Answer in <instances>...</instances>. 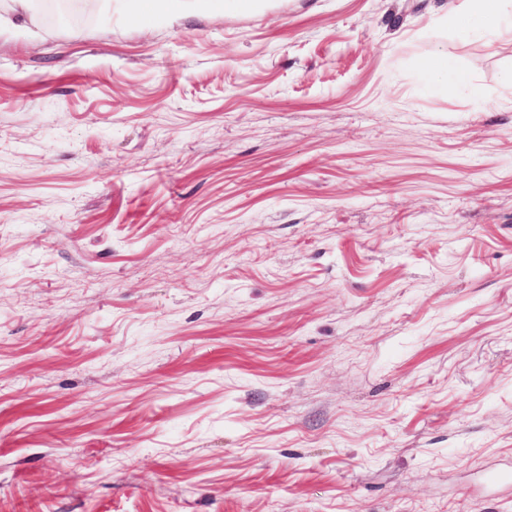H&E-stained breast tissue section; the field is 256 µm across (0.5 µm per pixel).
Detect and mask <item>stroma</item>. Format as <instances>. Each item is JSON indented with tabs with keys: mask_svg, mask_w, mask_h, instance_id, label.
<instances>
[{
	"mask_svg": "<svg viewBox=\"0 0 512 512\" xmlns=\"http://www.w3.org/2000/svg\"><path fill=\"white\" fill-rule=\"evenodd\" d=\"M457 2L0 35V512H512V31ZM503 0H461L455 17L463 29L494 35L506 22Z\"/></svg>",
	"mask_w": 512,
	"mask_h": 512,
	"instance_id": "1",
	"label": "stroma"
}]
</instances>
